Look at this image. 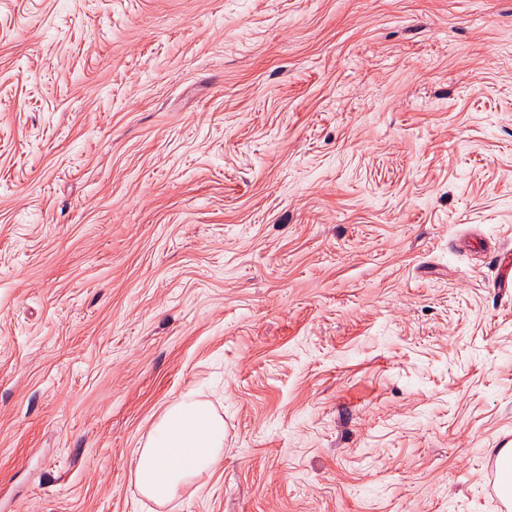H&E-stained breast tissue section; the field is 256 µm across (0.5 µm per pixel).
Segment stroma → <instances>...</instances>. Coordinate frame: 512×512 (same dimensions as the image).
Returning <instances> with one entry per match:
<instances>
[{
  "instance_id": "obj_1",
  "label": "stroma",
  "mask_w": 512,
  "mask_h": 512,
  "mask_svg": "<svg viewBox=\"0 0 512 512\" xmlns=\"http://www.w3.org/2000/svg\"><path fill=\"white\" fill-rule=\"evenodd\" d=\"M509 253L512 0H0V512H499ZM223 459L224 421L206 403L188 397L167 410L131 469L139 493L165 503L182 484Z\"/></svg>"
}]
</instances>
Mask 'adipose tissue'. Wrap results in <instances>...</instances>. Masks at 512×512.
Instances as JSON below:
<instances>
[{
  "instance_id": "obj_1",
  "label": "adipose tissue",
  "mask_w": 512,
  "mask_h": 512,
  "mask_svg": "<svg viewBox=\"0 0 512 512\" xmlns=\"http://www.w3.org/2000/svg\"><path fill=\"white\" fill-rule=\"evenodd\" d=\"M224 458V422L204 402L187 398L167 410L131 461L140 494L171 501L179 487Z\"/></svg>"
}]
</instances>
